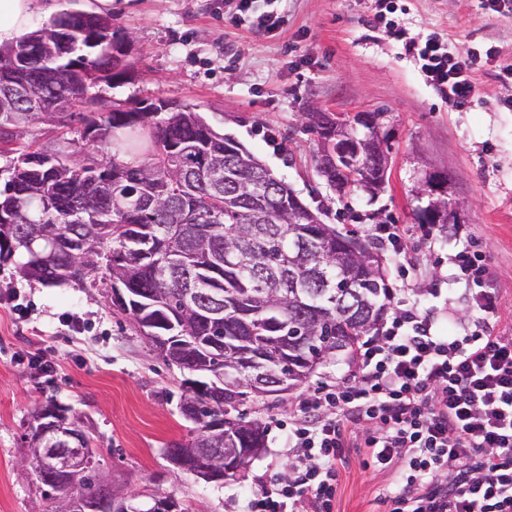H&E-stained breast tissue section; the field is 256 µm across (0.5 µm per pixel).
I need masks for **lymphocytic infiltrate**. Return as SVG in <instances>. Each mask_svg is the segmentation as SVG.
<instances>
[{
	"label": "lymphocytic infiltrate",
	"instance_id": "f902f5d3",
	"mask_svg": "<svg viewBox=\"0 0 512 512\" xmlns=\"http://www.w3.org/2000/svg\"><path fill=\"white\" fill-rule=\"evenodd\" d=\"M405 49L456 106L474 97L468 64L440 38ZM469 301L478 317L461 336L399 304L336 381L303 396L289 420L274 419L292 461L253 492L247 512H333L354 446L364 468L393 473L381 493L391 512H512V336L492 324L494 289H471Z\"/></svg>",
	"mask_w": 512,
	"mask_h": 512
}]
</instances>
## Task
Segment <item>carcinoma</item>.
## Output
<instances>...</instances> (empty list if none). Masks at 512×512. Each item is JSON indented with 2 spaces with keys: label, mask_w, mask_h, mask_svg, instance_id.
<instances>
[{
  "label": "carcinoma",
  "mask_w": 512,
  "mask_h": 512,
  "mask_svg": "<svg viewBox=\"0 0 512 512\" xmlns=\"http://www.w3.org/2000/svg\"><path fill=\"white\" fill-rule=\"evenodd\" d=\"M66 26L70 58L58 52L56 27ZM98 50L95 58L84 54ZM36 75L31 96L47 105L35 119L68 125L73 109L90 104V87L126 78L124 46L112 42L109 18L62 13L20 43L0 48ZM28 107L0 100V139L24 134ZM94 152L78 160L27 148L6 170L0 211V262L21 251L20 273L45 285L73 282L109 288L112 302L165 359L224 384L185 380L195 397L183 400L190 420L224 423V441L198 447L245 452L240 470L257 456L265 431L231 412L247 395L249 354L269 355L267 370L295 386L323 361L355 352L383 322L391 299L380 254L314 213L294 208V190L240 144L215 131L189 105L160 112L156 104H117L88 119ZM62 225L82 244L57 247ZM112 249L113 284L83 268L97 258L95 241ZM220 292L222 306L207 294ZM42 495L49 512H66L65 477Z\"/></svg>",
  "instance_id": "1"
}]
</instances>
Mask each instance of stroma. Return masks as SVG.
Returning <instances> with one entry per match:
<instances>
[{
  "label": "stroma",
  "instance_id": "stroma-1",
  "mask_svg": "<svg viewBox=\"0 0 512 512\" xmlns=\"http://www.w3.org/2000/svg\"><path fill=\"white\" fill-rule=\"evenodd\" d=\"M282 13V30L263 34L249 21H233L226 0H112L116 40L128 46V78L93 88L96 113L113 103L157 99L187 104L219 133L241 143L310 207L326 210V223L375 242L387 258L395 299L436 312L441 328L472 329L466 294L473 281L451 258L469 249L482 254L498 297L497 331L512 333V0L490 8L486 0H396L382 19L375 0H269ZM405 29L419 39L436 35L462 59L472 60L477 93L453 106L426 80L412 54L391 34ZM492 56H485L486 48ZM344 115L381 114L391 147L387 183L377 197L337 199L316 172L319 136L306 123L313 108ZM84 125L65 128L35 121L23 137L0 143V169L17 148L55 150L82 142ZM446 180L452 201L448 232L424 238L419 212L430 198L432 174ZM395 224L405 248H393L379 227ZM19 293L21 310L0 304V512H46L41 485L21 477L24 436L47 398L80 418L97 449L99 472L131 491L173 495L193 512H244L258 476L286 470L281 432L243 476L208 483L179 471L167 448L197 433L181 413L182 383L190 373L167 363L113 306L105 290L69 283L46 286L23 278L15 263L0 265V296ZM81 318L80 332L65 326ZM52 370H44L42 360ZM349 360L320 365L304 385L280 396L248 395L247 419L268 424L288 418L299 396L335 379ZM349 449L334 512H390L379 493L391 473L363 469Z\"/></svg>",
  "mask_w": 512,
  "mask_h": 512
}]
</instances>
